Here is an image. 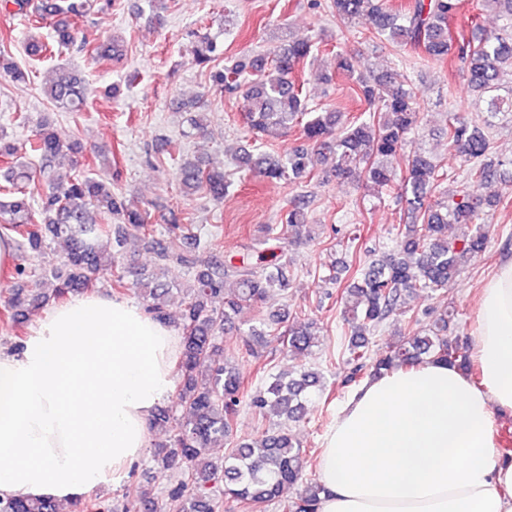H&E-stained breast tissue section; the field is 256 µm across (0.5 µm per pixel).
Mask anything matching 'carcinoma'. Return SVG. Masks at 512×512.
Listing matches in <instances>:
<instances>
[{
  "mask_svg": "<svg viewBox=\"0 0 512 512\" xmlns=\"http://www.w3.org/2000/svg\"><path fill=\"white\" fill-rule=\"evenodd\" d=\"M478 5L495 11L501 26L489 35L470 38L450 26L460 0H406L396 7L385 0L327 3L329 13L348 26L356 39L387 41L420 49L432 60L451 56L464 64L467 86L476 93L474 105L484 102L486 107L470 121L454 112L447 115L443 133L448 147L466 166L460 189L451 192L444 187L448 181L445 165L418 148H407L408 136L423 120L409 81H399L388 72L358 75L354 92L372 111L361 120L344 122L339 112L309 108L294 77L296 67L313 57L318 43L290 38L274 52L249 55L221 68L215 63L224 55V46L217 38L206 34L194 46L197 63L211 67L210 80L219 93L228 98L243 94L251 101L246 119L256 135L273 137L282 129H298L301 144L288 154L245 151L236 157L238 168L271 183H300L314 177L319 157L329 151L336 155L337 176L364 180L404 201L396 252L363 264L340 296L344 336L348 337L345 352L356 363V370L368 366L372 376L410 369L427 360L443 361L464 371L471 367L468 347L448 336L453 316L448 310L420 330L400 334L381 354L370 352L369 337L399 309L407 295H429L448 287L462 272L468 256L487 249L490 232L478 219L497 200L484 195L481 188L504 166L512 182V159H492L489 136L493 119L501 112H512V0H478ZM12 6L34 17L36 23L60 14L80 20L90 13L94 0H41L36 5L31 0H0V7L7 10ZM363 17L370 21V27L355 29V21ZM55 44L102 59L119 56V48L112 43L89 47L65 21L55 25L53 43L30 41L27 50L42 55L52 51ZM1 74L14 82L26 78L2 51ZM506 83L509 87L504 96L500 91ZM44 93L68 112L85 111L93 96L85 79L65 67L58 69ZM49 126L47 121L42 123L26 149L38 159L37 170L16 160L19 147L0 131V158L9 160L3 173L8 198L0 199V227L19 234L39 255L46 254L56 239L69 244L64 276L53 269L17 264L15 278L19 284L12 289L4 314V321L16 326L26 323L29 315L52 297L62 299L96 287V275L112 271L127 239L148 231L146 211L112 192L111 184L86 174L51 180L41 202H31L27 186L34 174L52 171L60 158L80 149L77 143L64 145ZM176 179L184 193L203 190L213 201L222 200L231 185L224 172L190 158L180 161ZM450 224L460 229L451 241ZM310 227L304 207L295 204L288 209L285 224L277 231L269 229V233L278 241H307L312 239ZM152 250L157 268L177 263L192 273L188 285L180 289L185 309L177 372L181 379L179 401L185 414L176 417L160 409L153 418V425L169 434L167 442L155 447L153 461L164 469L180 470V478L166 491L164 509L219 512L220 496L224 495L252 512L300 482L308 463L306 450L283 430L236 443L219 461L209 458L208 448L229 436L231 420L243 398H248L249 407L262 416L299 422L323 393L324 383L322 375L313 370H303L294 377L271 374L263 388L244 395L242 377L224 360L222 330L233 323L243 307L263 302L274 289L286 290L290 264L284 261L272 271H257L228 265L218 258L201 263L176 237L154 241ZM49 276L59 280L51 296L42 288ZM229 277L235 278L237 287L226 294L224 280ZM134 284L148 302L149 312L166 319L165 304L172 292L169 285L143 272L136 274ZM284 323L288 324L284 337L288 353L309 354L317 343L315 324L298 319L286 308L269 312L260 325L248 328L246 336L259 341ZM320 491L317 484L306 486L296 497L282 500L283 512H317ZM158 508V502L144 493L127 503L124 512H158ZM0 512H56V502L27 496L0 499Z\"/></svg>",
  "mask_w": 512,
  "mask_h": 512,
  "instance_id": "1",
  "label": "carcinoma"
}]
</instances>
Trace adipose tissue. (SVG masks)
I'll return each mask as SVG.
<instances>
[{
  "mask_svg": "<svg viewBox=\"0 0 512 512\" xmlns=\"http://www.w3.org/2000/svg\"><path fill=\"white\" fill-rule=\"evenodd\" d=\"M478 378L427 362L367 378L324 433L318 512H512V259L477 296ZM171 325L108 294L56 303L0 349V498L107 490L148 446L174 386Z\"/></svg>",
  "mask_w": 512,
  "mask_h": 512,
  "instance_id": "1",
  "label": "adipose tissue"
}]
</instances>
